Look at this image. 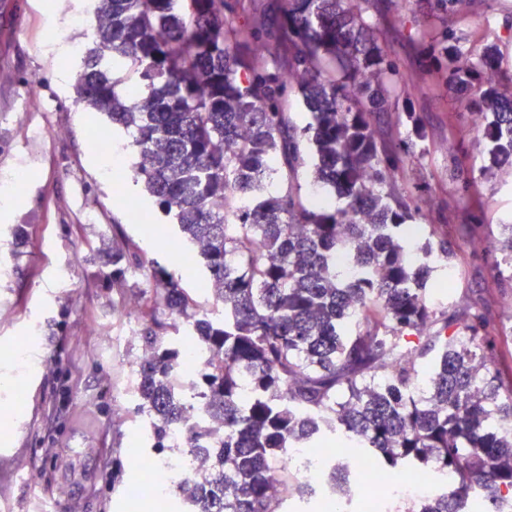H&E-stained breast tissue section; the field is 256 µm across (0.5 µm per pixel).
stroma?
Wrapping results in <instances>:
<instances>
[{
	"instance_id": "stroma-1",
	"label": "stroma",
	"mask_w": 512,
	"mask_h": 512,
	"mask_svg": "<svg viewBox=\"0 0 512 512\" xmlns=\"http://www.w3.org/2000/svg\"><path fill=\"white\" fill-rule=\"evenodd\" d=\"M476 55L493 54L496 73L512 76V0H471L449 15ZM381 42L412 76L418 45L398 23L382 19ZM89 50L94 24L85 0H10L0 14V192L15 204L0 211V512H158L142 492L143 477L129 468L131 451L149 442L130 391L133 359L146 349L144 334L172 335L177 315L156 320L129 310L147 300L159 263L196 288L203 265L186 268L169 245L177 227L160 224L146 236L131 223L124 187L103 178L91 141L106 137L122 156L131 147L122 130L89 109L76 93L81 57L60 68L48 42ZM37 78L35 107L22 109L27 81ZM426 126V153L407 161L398 185L412 197L433 198L418 221L437 225L457 252L449 264L447 301L478 299L504 335L497 366L512 371V288L500 287L496 265L512 233V168L486 170V142L457 97L429 86L413 96ZM456 138L460 151L442 149ZM481 219H474V211ZM479 222L491 245L475 253L464 228ZM137 247L143 270L113 287L112 241ZM138 332L125 339L129 321Z\"/></svg>"
}]
</instances>
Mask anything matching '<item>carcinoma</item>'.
Masks as SVG:
<instances>
[{
    "label": "carcinoma",
    "instance_id": "1",
    "mask_svg": "<svg viewBox=\"0 0 512 512\" xmlns=\"http://www.w3.org/2000/svg\"><path fill=\"white\" fill-rule=\"evenodd\" d=\"M96 0V47L83 61L79 100L128 134L158 211L178 225L185 265L203 263L206 292L222 315L198 313L180 280L155 265L144 316L184 319V339L209 357L188 403L178 369L183 344L146 337L137 414L156 457L184 447L209 459L184 485V512H284L271 495L276 468L295 448L327 437L357 448L390 474L451 476L417 512H467L472 498L512 502V376L495 368L500 337L472 304L430 300L440 259L457 257L435 227L409 256L406 227L433 205L398 188L407 160L424 151L419 115L374 19L411 25L419 43L413 80L437 81L485 116L488 167H512V111L476 57L448 26L467 0ZM274 43L265 60L258 50ZM300 96L311 122L294 125ZM410 125L383 136L392 116ZM313 183L343 204L306 201ZM280 180L281 189L266 191ZM132 244L113 241L112 285L121 287ZM354 476L331 465L334 487Z\"/></svg>",
    "mask_w": 512,
    "mask_h": 512
}]
</instances>
